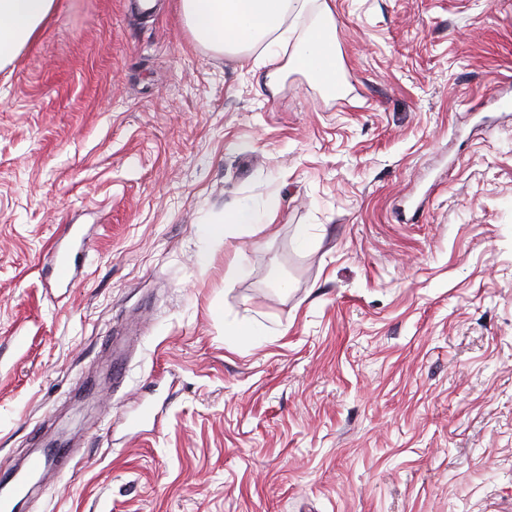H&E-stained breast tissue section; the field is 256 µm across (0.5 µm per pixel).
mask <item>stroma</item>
Returning <instances> with one entry per match:
<instances>
[{"instance_id": "35a3bbf8", "label": "stroma", "mask_w": 512, "mask_h": 512, "mask_svg": "<svg viewBox=\"0 0 512 512\" xmlns=\"http://www.w3.org/2000/svg\"><path fill=\"white\" fill-rule=\"evenodd\" d=\"M160 2L0 68V474L79 450L21 512H512V0H327L337 99ZM263 218L249 204H239L225 215V223L229 224H205L201 227V234L210 244L221 246L228 226L251 227L263 223ZM85 236L82 228L72 225L69 229V239L67 242H59L56 250L54 262L41 271L44 276H49L55 280L70 277L75 279L78 271V255L79 251L73 256L74 248L79 243L83 246Z\"/></svg>"}]
</instances>
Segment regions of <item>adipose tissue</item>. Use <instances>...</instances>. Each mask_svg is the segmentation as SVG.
<instances>
[{"label":"adipose tissue","mask_w":512,"mask_h":512,"mask_svg":"<svg viewBox=\"0 0 512 512\" xmlns=\"http://www.w3.org/2000/svg\"><path fill=\"white\" fill-rule=\"evenodd\" d=\"M314 0H180V10L195 40L219 52L240 53L262 48L269 65L268 84L284 70L315 77L323 87L335 86L336 41L326 28L312 29L289 42L284 24L290 13L308 12ZM55 0H0V65L38 34L53 11ZM292 44L281 58L284 44Z\"/></svg>","instance_id":"ef3b65f1"}]
</instances>
